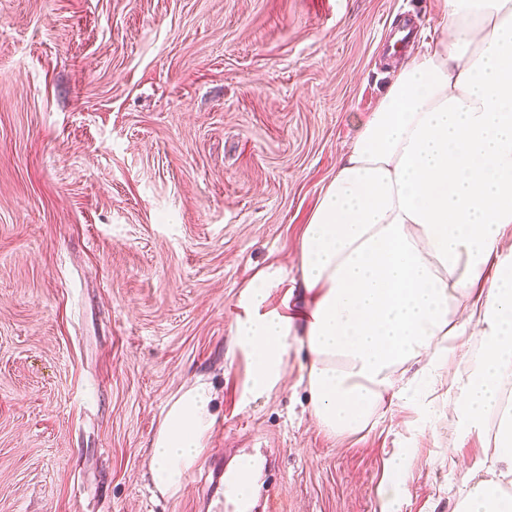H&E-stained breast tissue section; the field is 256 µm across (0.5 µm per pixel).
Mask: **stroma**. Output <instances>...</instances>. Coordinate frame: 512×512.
Here are the masks:
<instances>
[{
	"label": "stroma",
	"mask_w": 512,
	"mask_h": 512,
	"mask_svg": "<svg viewBox=\"0 0 512 512\" xmlns=\"http://www.w3.org/2000/svg\"><path fill=\"white\" fill-rule=\"evenodd\" d=\"M442 0H0V512H203L216 458L274 453L286 512H455L491 433L406 409L338 437L286 384L245 392L248 280L298 275L337 158ZM214 396L179 494L150 474L174 396ZM407 452L401 496L386 468Z\"/></svg>",
	"instance_id": "obj_1"
}]
</instances>
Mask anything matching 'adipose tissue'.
I'll return each mask as SVG.
<instances>
[{
	"label": "adipose tissue",
	"mask_w": 512,
	"mask_h": 512,
	"mask_svg": "<svg viewBox=\"0 0 512 512\" xmlns=\"http://www.w3.org/2000/svg\"><path fill=\"white\" fill-rule=\"evenodd\" d=\"M446 32L411 54L339 158L297 256L304 308L267 307L283 271L256 272L239 299L235 346L245 391H278L292 344L310 418L352 436L421 406L423 378L448 377L470 429L493 424V450L455 512H512V0H443ZM478 326L460 369L450 339ZM195 383L152 442L151 475L178 494L214 423Z\"/></svg>",
	"instance_id": "ef3b65f1"
}]
</instances>
